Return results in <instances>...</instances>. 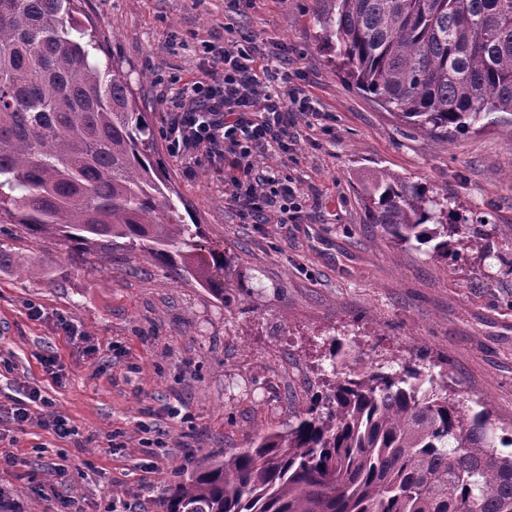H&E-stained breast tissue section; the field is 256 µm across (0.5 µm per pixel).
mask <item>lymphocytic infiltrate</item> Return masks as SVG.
I'll use <instances>...</instances> for the list:
<instances>
[{
  "mask_svg": "<svg viewBox=\"0 0 512 512\" xmlns=\"http://www.w3.org/2000/svg\"><path fill=\"white\" fill-rule=\"evenodd\" d=\"M256 47L224 43L219 69L186 82L168 112L164 136L172 155L199 154L227 168L224 197L246 224L287 220L300 206L290 181L257 174L256 157L285 146L288 114L303 99L270 90L256 74Z\"/></svg>",
  "mask_w": 512,
  "mask_h": 512,
  "instance_id": "obj_1",
  "label": "lymphocytic infiltrate"
}]
</instances>
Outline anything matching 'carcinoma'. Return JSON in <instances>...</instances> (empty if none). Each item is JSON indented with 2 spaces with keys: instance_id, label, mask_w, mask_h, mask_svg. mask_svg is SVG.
Instances as JSON below:
<instances>
[{
  "instance_id": "obj_1",
  "label": "carcinoma",
  "mask_w": 512,
  "mask_h": 512,
  "mask_svg": "<svg viewBox=\"0 0 512 512\" xmlns=\"http://www.w3.org/2000/svg\"><path fill=\"white\" fill-rule=\"evenodd\" d=\"M76 0H0V223L89 255L123 239L224 300V252L197 253L202 225L156 155L148 115L122 71L93 62L101 36ZM324 46L358 90L448 140L512 124V0H315ZM362 204L380 241L456 261L483 220L450 224L419 183L375 173ZM191 221H186V218ZM44 265L0 246V268ZM443 372L362 359L283 429L198 466L165 512H512V434L448 397Z\"/></svg>"
}]
</instances>
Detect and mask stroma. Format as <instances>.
I'll return each instance as SVG.
<instances>
[{
	"instance_id": "1",
	"label": "stroma",
	"mask_w": 512,
	"mask_h": 512,
	"mask_svg": "<svg viewBox=\"0 0 512 512\" xmlns=\"http://www.w3.org/2000/svg\"><path fill=\"white\" fill-rule=\"evenodd\" d=\"M104 37L206 247L231 265L224 300L116 244L76 262L58 238L0 224V245L48 263L36 280L0 270V468L5 512H162L184 470L250 447L322 388L332 341L388 370L418 350L447 360L449 394L485 404L512 428V126L445 143L423 135L340 74L314 0H81ZM254 42L265 65L294 72L311 104L288 149L257 172L287 179L302 209L285 224H246L224 200V173L170 155L165 116L225 35ZM422 184L457 217L483 216L492 251L446 262L396 249L367 223L362 189L376 170ZM45 314L34 320L29 304ZM77 326L67 335L59 318ZM52 358L46 368L44 358ZM39 388L45 404L27 403ZM27 403L17 428L11 408ZM67 417L57 438L42 422Z\"/></svg>"
}]
</instances>
